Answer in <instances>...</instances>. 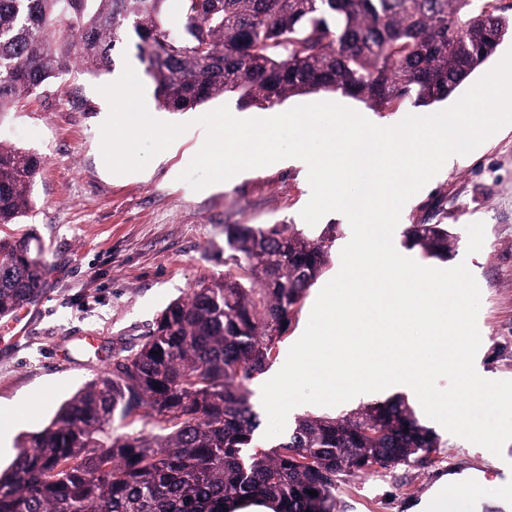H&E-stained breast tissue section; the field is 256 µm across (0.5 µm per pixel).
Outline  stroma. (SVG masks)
Here are the masks:
<instances>
[{"mask_svg":"<svg viewBox=\"0 0 512 512\" xmlns=\"http://www.w3.org/2000/svg\"><path fill=\"white\" fill-rule=\"evenodd\" d=\"M124 68L98 76L73 70L0 115V142L36 153L41 165L33 204L0 236L29 232L44 248L49 273L39 300L0 320V402L22 401L13 418V444L39 430L86 382L112 369V355L138 344L161 311L201 282L227 274L224 227L228 224H292L310 238L332 232L337 244L316 286L267 365L274 372L308 323L319 286L336 274L338 244L349 224L328 214L310 226L300 212L311 189L300 169L285 159L249 169L196 191L180 173L205 141L197 126L202 112L228 106L238 118H265V109H240L234 98L214 99L202 109L166 112L146 93L150 114L188 123V130L155 165L136 173L108 170L100 150L101 124L109 105L99 86ZM326 100L373 112L392 126L409 115L369 110L341 94H301L278 112ZM410 224H444L459 239L445 267L469 262L481 290L478 328L485 371L512 380V125L471 154L467 164L446 168L405 205ZM25 328V338L15 331ZM437 448L419 462L355 472L336 487L339 512H414L437 486L470 487L457 512H512V442L501 455L437 429Z\"/></svg>","mask_w":512,"mask_h":512,"instance_id":"35a3bbf8","label":"stroma"}]
</instances>
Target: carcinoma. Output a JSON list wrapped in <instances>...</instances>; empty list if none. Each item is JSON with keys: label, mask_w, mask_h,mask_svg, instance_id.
Wrapping results in <instances>:
<instances>
[{"label": "carcinoma", "mask_w": 512, "mask_h": 512, "mask_svg": "<svg viewBox=\"0 0 512 512\" xmlns=\"http://www.w3.org/2000/svg\"><path fill=\"white\" fill-rule=\"evenodd\" d=\"M502 0H0V115L79 63L99 75L131 47L158 107L220 97L270 109L312 92L369 106L448 100L512 37ZM40 160L0 141V226L27 212ZM446 224L406 244L446 259ZM333 236L289 224L224 225L222 279L170 302L112 371L80 388L0 472V512H337L349 473L438 446L402 398L343 418L307 416L259 449L245 382L266 367ZM49 268L24 233L0 238V319L41 295ZM314 491L317 496L309 495Z\"/></svg>", "instance_id": "cac0c4a2"}]
</instances>
